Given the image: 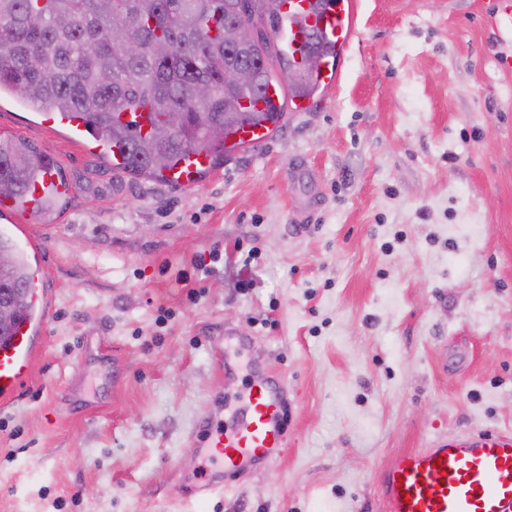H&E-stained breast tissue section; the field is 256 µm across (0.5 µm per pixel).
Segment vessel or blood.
<instances>
[{"mask_svg": "<svg viewBox=\"0 0 512 512\" xmlns=\"http://www.w3.org/2000/svg\"><path fill=\"white\" fill-rule=\"evenodd\" d=\"M356 19V0H285L276 36L296 63L308 49L310 32H317L326 56L311 81L331 90L339 83L341 59L350 46ZM269 137V125L248 124L230 135L227 143L251 148ZM210 162L207 151L190 153L165 171V180L192 186ZM29 286L33 290L29 313L0 342L2 403L14 399L26 383L37 340L52 315L53 301L42 277H34ZM211 343L218 350L217 368L229 374L234 360L250 349L249 341L229 326ZM239 400L231 421L210 414L196 424L194 436L212 467L196 482L182 486V495L209 501L243 477L274 465L287 448L288 397L280 376L255 369ZM381 495L386 512H512V428L471 431L398 454L382 474Z\"/></svg>", "mask_w": 512, "mask_h": 512, "instance_id": "b4317fda", "label": "vessel or blood"}]
</instances>
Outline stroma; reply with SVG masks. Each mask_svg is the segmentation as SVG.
Returning <instances> with one entry per match:
<instances>
[{"label": "stroma", "mask_w": 512, "mask_h": 512, "mask_svg": "<svg viewBox=\"0 0 512 512\" xmlns=\"http://www.w3.org/2000/svg\"><path fill=\"white\" fill-rule=\"evenodd\" d=\"M358 2L337 90L192 188L117 172L90 136L0 100V140L71 186L15 218L45 241L54 309L0 405V512H385L393 456L512 428V12ZM227 325L285 381L288 446L200 503L179 493L192 432L243 390L208 341Z\"/></svg>", "instance_id": "obj_1"}]
</instances>
